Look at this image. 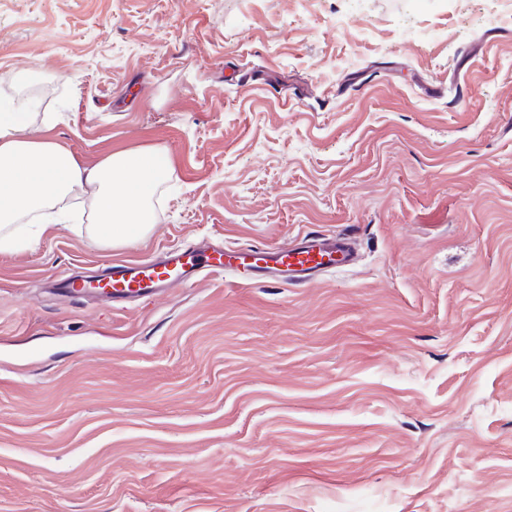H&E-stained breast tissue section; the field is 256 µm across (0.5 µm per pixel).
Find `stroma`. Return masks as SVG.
I'll return each mask as SVG.
<instances>
[{"mask_svg": "<svg viewBox=\"0 0 512 512\" xmlns=\"http://www.w3.org/2000/svg\"><path fill=\"white\" fill-rule=\"evenodd\" d=\"M495 4L0 0V98L37 71L39 136L171 167L144 240L0 253V512H512ZM336 233L354 266L301 288L223 272L115 307L48 285Z\"/></svg>", "mask_w": 512, "mask_h": 512, "instance_id": "obj_1", "label": "stroma"}]
</instances>
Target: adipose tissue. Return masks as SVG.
Instances as JSON below:
<instances>
[{"mask_svg": "<svg viewBox=\"0 0 512 512\" xmlns=\"http://www.w3.org/2000/svg\"><path fill=\"white\" fill-rule=\"evenodd\" d=\"M33 122V113L0 108V253L36 249L49 229L68 227L74 217L57 203L84 187L93 190L84 230L101 245L152 232V197L169 171L163 154L120 152L89 166L35 136Z\"/></svg>", "mask_w": 512, "mask_h": 512, "instance_id": "adipose-tissue-1", "label": "adipose tissue"}]
</instances>
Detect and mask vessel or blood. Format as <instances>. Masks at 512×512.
I'll list each match as a JSON object with an SVG mask.
<instances>
[{"label": "vessel or blood", "mask_w": 512, "mask_h": 512, "mask_svg": "<svg viewBox=\"0 0 512 512\" xmlns=\"http://www.w3.org/2000/svg\"><path fill=\"white\" fill-rule=\"evenodd\" d=\"M354 261V241L347 235H306L288 247L189 245L154 260L113 262L100 277V292L119 304L151 298L173 286L191 285L208 274L224 271L244 272L299 287L320 272L345 269Z\"/></svg>", "instance_id": "b4317fda"}]
</instances>
